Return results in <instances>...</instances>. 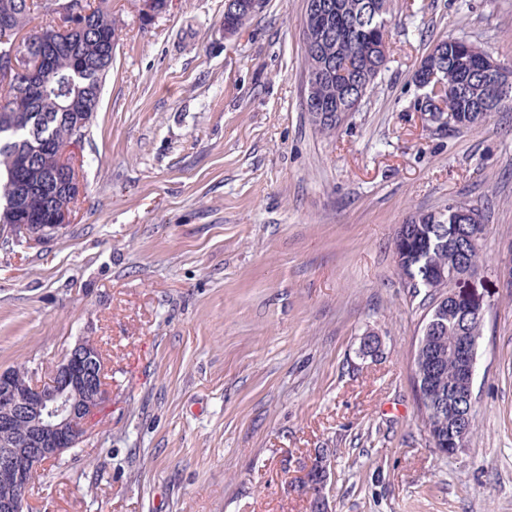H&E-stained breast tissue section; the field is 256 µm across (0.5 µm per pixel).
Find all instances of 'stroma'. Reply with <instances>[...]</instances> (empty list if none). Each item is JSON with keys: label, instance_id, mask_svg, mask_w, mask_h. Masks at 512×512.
Instances as JSON below:
<instances>
[{"label": "stroma", "instance_id": "obj_1", "mask_svg": "<svg viewBox=\"0 0 512 512\" xmlns=\"http://www.w3.org/2000/svg\"><path fill=\"white\" fill-rule=\"evenodd\" d=\"M305 0H171L119 31L69 224L0 248V371L48 379L97 343L108 398L28 512H512V109L448 128L413 74L463 38L512 66V0H390L387 69L336 130L303 106ZM479 209L488 306L467 448H434L412 357L439 292L407 288L400 224Z\"/></svg>", "mask_w": 512, "mask_h": 512}]
</instances>
